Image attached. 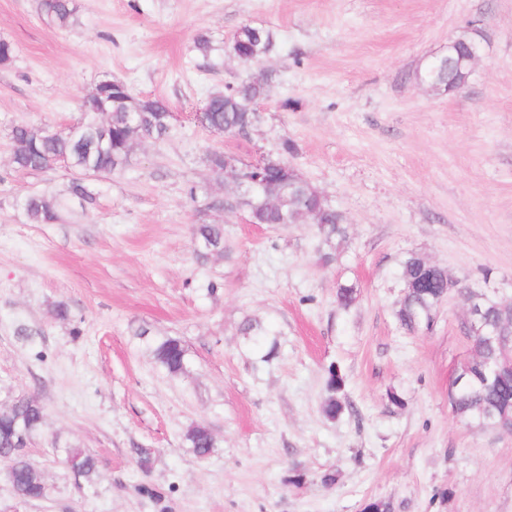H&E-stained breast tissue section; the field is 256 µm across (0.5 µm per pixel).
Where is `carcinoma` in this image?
I'll list each match as a JSON object with an SVG mask.
<instances>
[{
  "label": "carcinoma",
  "instance_id": "carcinoma-1",
  "mask_svg": "<svg viewBox=\"0 0 512 512\" xmlns=\"http://www.w3.org/2000/svg\"><path fill=\"white\" fill-rule=\"evenodd\" d=\"M39 7L47 22L53 26L69 29L77 24L78 7L75 0H40ZM237 38L246 42L250 54L262 58L274 52V32L265 27L243 25ZM194 48L208 60L224 53V46L216 44L210 36L199 34L194 39ZM428 81L445 82L457 79L453 70L428 67L423 75ZM268 78L246 77L233 88L212 94L206 102L210 128L220 129L228 135L260 120L256 103L264 97ZM97 103L82 109L83 117L73 129L56 133L28 125H15L10 137L13 143L12 165L18 171L42 172L53 169L60 163L67 164L76 172L67 187V193L85 202H92L85 176L112 173L128 163L129 140L145 133L161 139L170 130L169 107L157 98L136 99L126 84L112 80L99 84ZM295 151V145L286 140L282 154L271 158V165L257 172L260 181H277L275 164ZM281 208L266 211L262 224H294L300 210L315 207L320 213L322 229L329 235L340 230L343 217L329 204L318 201L308 193L305 183L290 181L279 186ZM28 219L34 224H54L60 220V204L56 197L31 194L23 202ZM197 235L209 248L224 250V226L200 224ZM403 282L413 284L408 289L398 319L402 328L415 332L432 326V310L444 293V280L438 271L423 268L416 255L410 256L403 266ZM483 319L489 325L511 324L512 310L507 306L480 297ZM476 357L464 364V368L448 391L452 412L479 426L497 419H512V374L498 377L489 367L506 361L505 346L495 341L475 342ZM153 355L157 363L170 374L186 369V350L177 338H166L158 342ZM329 397L323 411L331 419L339 416L346 402L341 396L342 377L336 368L329 369ZM45 424L43 407L37 400L21 395L12 400L8 410L0 412V461L9 465L8 476L16 497L32 502L46 497V482L43 472L29 462L25 454L32 435ZM185 440L192 452L205 458L216 448V441L205 426L191 428ZM65 463L75 478L92 485L99 478L93 455L77 448L65 450Z\"/></svg>",
  "mask_w": 512,
  "mask_h": 512
}]
</instances>
